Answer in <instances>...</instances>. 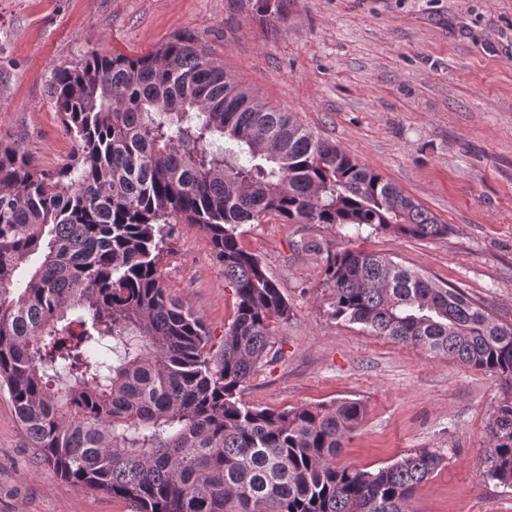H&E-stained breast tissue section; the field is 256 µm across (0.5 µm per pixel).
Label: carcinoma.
I'll return each mask as SVG.
<instances>
[{
  "instance_id": "carcinoma-1",
  "label": "carcinoma",
  "mask_w": 512,
  "mask_h": 512,
  "mask_svg": "<svg viewBox=\"0 0 512 512\" xmlns=\"http://www.w3.org/2000/svg\"><path fill=\"white\" fill-rule=\"evenodd\" d=\"M49 96L77 144L38 167L0 137V386L43 464L133 512H406L438 448L375 471L336 465L366 415L347 399L241 400L288 301L238 241L243 224L367 226L415 239L449 226L379 172L261 103L198 39L93 51ZM210 237L235 317L219 348L162 281L172 225ZM332 315L490 372L512 390V323L378 253L330 256ZM486 478L512 489V397L488 423Z\"/></svg>"
}]
</instances>
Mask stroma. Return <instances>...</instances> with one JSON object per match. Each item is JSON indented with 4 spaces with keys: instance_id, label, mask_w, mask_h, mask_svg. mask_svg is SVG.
Segmentation results:
<instances>
[{
    "instance_id": "obj_1",
    "label": "stroma",
    "mask_w": 512,
    "mask_h": 512,
    "mask_svg": "<svg viewBox=\"0 0 512 512\" xmlns=\"http://www.w3.org/2000/svg\"><path fill=\"white\" fill-rule=\"evenodd\" d=\"M193 33L258 100L335 142L450 225L439 239L369 228L283 224L239 229L290 315L244 387L279 409L358 399L367 414L339 464L376 470L418 448L446 460L409 512H512V489L485 477L488 418L508 391L496 376L374 336L331 314L328 256L385 255L461 288L512 323V0H284L275 25L250 0H0V136L44 169L75 150L48 86L96 50L143 55ZM173 295L220 344L234 318L207 234L173 225L160 261ZM0 512H131L77 490L41 463L0 391Z\"/></svg>"
}]
</instances>
